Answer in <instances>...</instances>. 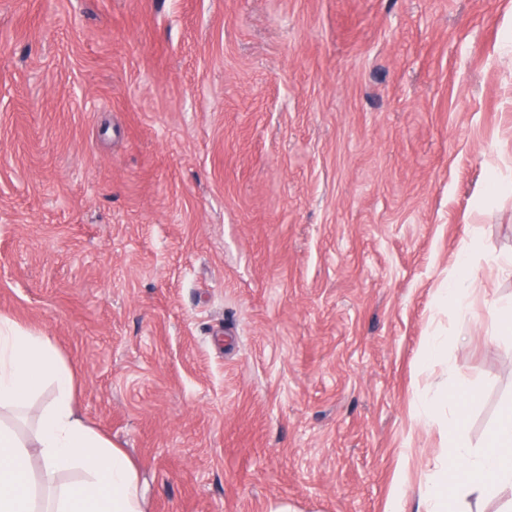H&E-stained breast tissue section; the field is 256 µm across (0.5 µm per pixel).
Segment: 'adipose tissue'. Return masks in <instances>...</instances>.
Here are the masks:
<instances>
[{"label":"adipose tissue","instance_id":"obj_1","mask_svg":"<svg viewBox=\"0 0 512 512\" xmlns=\"http://www.w3.org/2000/svg\"><path fill=\"white\" fill-rule=\"evenodd\" d=\"M482 248L470 236L459 250L442 304L467 321L477 288L471 257ZM475 396L459 384L419 390L416 422L430 424L434 405L448 406L444 446L418 484L417 512H475L484 501L512 490V405L474 449L460 428ZM43 407L30 436L14 425L35 401ZM502 499V497H501ZM0 512H145L139 469L124 449L93 428L78 407V382L40 331L0 316ZM499 512H512L502 499Z\"/></svg>","mask_w":512,"mask_h":512}]
</instances>
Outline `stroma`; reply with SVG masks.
<instances>
[{"label": "stroma", "mask_w": 512, "mask_h": 512, "mask_svg": "<svg viewBox=\"0 0 512 512\" xmlns=\"http://www.w3.org/2000/svg\"><path fill=\"white\" fill-rule=\"evenodd\" d=\"M512 0H0V315L49 336L146 512H386L512 335ZM448 362L426 369L431 335ZM483 244L473 233L459 250L457 261L454 262L451 274L448 276V289L444 290L442 305L455 312L458 320L463 323L468 320V311L474 297L477 279L471 267V256L477 254ZM493 329L495 333L512 329V297H499L494 301L492 311Z\"/></svg>", "instance_id": "obj_1"}]
</instances>
